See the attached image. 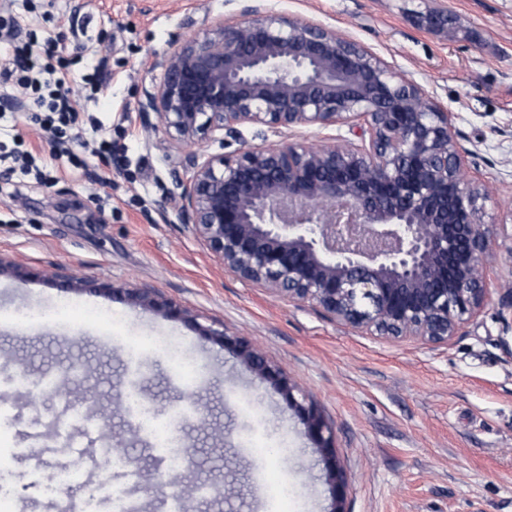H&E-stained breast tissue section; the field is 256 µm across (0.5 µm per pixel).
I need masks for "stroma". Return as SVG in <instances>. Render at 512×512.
Wrapping results in <instances>:
<instances>
[{"instance_id": "35a3bbf8", "label": "stroma", "mask_w": 512, "mask_h": 512, "mask_svg": "<svg viewBox=\"0 0 512 512\" xmlns=\"http://www.w3.org/2000/svg\"><path fill=\"white\" fill-rule=\"evenodd\" d=\"M248 5L336 30L448 112L468 177L488 190L481 205L498 244L489 285L512 286V0H55L47 29L64 34L66 51L103 61L111 76L106 95L83 109L116 153L108 164L89 156L84 177L49 161L51 183L21 178L14 199L0 200V255L41 273L0 276V319L11 322L0 330V393L14 401L0 414V447L14 450L0 468V512H48L37 477L64 466L93 473L71 487L73 496L116 489L80 426L63 441L49 428L65 412L54 393L13 388L14 379L36 385L78 360L89 372L72 391L95 387L100 430L148 474L158 452L118 395L129 365L140 367L142 400L193 456L182 486L224 487L221 502L197 501L194 512H272L274 480L294 488L284 512L333 506L319 453L265 379L182 322L57 288L58 272L157 289L284 369L332 426L346 512H512V346L502 340L512 309L492 299L439 345L358 333L311 304L239 281L171 207L185 158L220 146L174 145L157 118L140 117L139 101L160 78L152 63ZM433 7L447 9L450 37L414 24V14ZM74 20L84 28L75 39ZM20 310L51 318L21 322ZM267 443L282 444V453L265 456Z\"/></svg>"}]
</instances>
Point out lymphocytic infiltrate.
Masks as SVG:
<instances>
[{
	"label": "lymphocytic infiltrate",
	"instance_id": "lymphocytic-infiltrate-1",
	"mask_svg": "<svg viewBox=\"0 0 512 512\" xmlns=\"http://www.w3.org/2000/svg\"><path fill=\"white\" fill-rule=\"evenodd\" d=\"M0 48L12 54L11 66L0 68V102L49 132L57 156L66 158L72 171H85L83 153L70 144L81 101L97 100L105 92L99 66L63 54L56 38L39 35L32 23L19 20L12 0H0ZM79 66L84 72L74 88L70 81Z\"/></svg>",
	"mask_w": 512,
	"mask_h": 512
}]
</instances>
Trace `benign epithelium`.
<instances>
[{"label":"benign epithelium","instance_id":"7a95c632","mask_svg":"<svg viewBox=\"0 0 512 512\" xmlns=\"http://www.w3.org/2000/svg\"><path fill=\"white\" fill-rule=\"evenodd\" d=\"M414 23L448 34L444 9ZM155 91L138 110L175 143L224 147L192 154L176 179L183 223L241 282L319 307L355 332L446 343L492 300L494 231L464 173L458 132L434 99L360 44L280 13L246 9L174 42ZM345 125L360 143L300 139L248 145L241 128ZM181 320L282 394L323 456L333 512L346 482L318 408L277 366L224 327L153 290L62 278Z\"/></svg>","mask_w":512,"mask_h":512}]
</instances>
